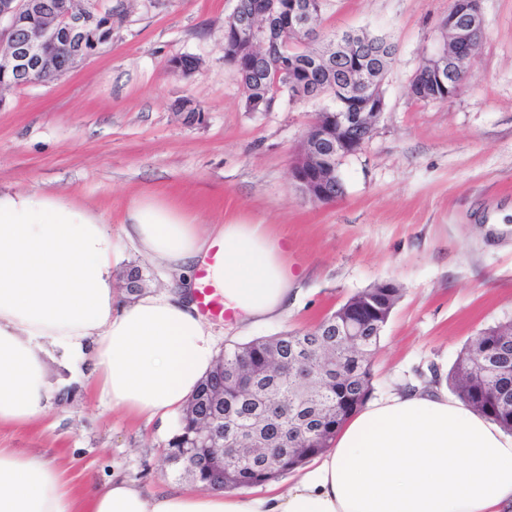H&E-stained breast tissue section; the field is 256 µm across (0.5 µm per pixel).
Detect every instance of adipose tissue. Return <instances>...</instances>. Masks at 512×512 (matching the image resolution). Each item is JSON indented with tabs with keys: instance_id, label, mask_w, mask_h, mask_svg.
<instances>
[{
	"instance_id": "1",
	"label": "adipose tissue",
	"mask_w": 512,
	"mask_h": 512,
	"mask_svg": "<svg viewBox=\"0 0 512 512\" xmlns=\"http://www.w3.org/2000/svg\"><path fill=\"white\" fill-rule=\"evenodd\" d=\"M126 240L171 274L164 290L118 304L106 217L58 196L0 189V427L41 421L59 387L92 379L100 400L164 419L183 410L215 359L195 300L206 268L244 324L281 316L288 248L259 225L202 232L185 211L133 200ZM57 364V380L47 375ZM64 470L0 448V512H82ZM93 512H512V434L447 390L420 387L366 402L287 492H145L121 473Z\"/></svg>"
}]
</instances>
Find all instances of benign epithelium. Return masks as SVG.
I'll return each instance as SVG.
<instances>
[{"instance_id": "obj_1", "label": "benign epithelium", "mask_w": 512, "mask_h": 512, "mask_svg": "<svg viewBox=\"0 0 512 512\" xmlns=\"http://www.w3.org/2000/svg\"><path fill=\"white\" fill-rule=\"evenodd\" d=\"M318 5L314 0H288L283 10L243 13L236 8L231 16L229 41L248 53L254 49L259 30L274 22L283 28L306 32L316 25ZM100 11L87 0L83 7L75 0H0V38L6 37L7 49L0 54V76L10 74L17 80L38 76L44 80L66 70L88 56V44L96 31ZM485 33L481 0H459L457 10L437 26V44L429 55L431 76L443 92L456 84L457 77L468 78L465 61L472 55ZM391 48L373 46L360 34L346 32L326 46L322 61L349 64V84L361 88L358 96L346 102V109L319 113L307 133L294 161L293 179L301 193L314 202L325 203L332 194L334 176L343 160L362 151L385 109L384 62ZM399 289L391 282H381L349 301L336 314L320 321L314 328L319 336H336L350 356L367 359L363 350L366 337L386 324L396 303ZM318 360L308 363L300 378L311 381L323 373L340 371L335 353L326 343L315 344ZM216 446L208 462L210 487L224 489L226 479L220 459L236 451L224 444L223 427L215 420L202 422L194 446L183 449L193 456L192 465L202 466L194 449Z\"/></svg>"}]
</instances>
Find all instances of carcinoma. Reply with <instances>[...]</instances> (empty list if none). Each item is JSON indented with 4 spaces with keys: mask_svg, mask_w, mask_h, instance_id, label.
Masks as SVG:
<instances>
[{
    "mask_svg": "<svg viewBox=\"0 0 512 512\" xmlns=\"http://www.w3.org/2000/svg\"><path fill=\"white\" fill-rule=\"evenodd\" d=\"M276 43L273 56L224 55L246 90L245 104L258 99L268 110L283 90L291 99L299 97L300 82L310 78L326 84L325 95L333 99L352 93L345 78L346 64L337 63L333 76H328L316 58L318 51L302 48L308 43L306 37L282 29L276 34ZM429 72L427 65H420L416 79L410 83V93L418 100H425L431 91ZM127 274L132 280L127 295L136 297L143 291L144 275L138 267L130 268ZM500 328L499 324L488 327L465 344L448 373V387L474 411L512 433V335H499ZM316 340L305 330L259 337L224 348L193 395L195 412L181 414L178 430L169 439L168 447L189 444L198 420L211 415L234 422L233 428H224V440L237 437L240 430L252 426L251 418L261 414L264 388L271 383L277 387L279 398L292 406V413L283 422H264L255 434L278 451L267 462L246 456L224 457V474L230 489L262 485L295 469L297 456L305 462L331 447L343 423L366 401L364 376L368 365L343 356L339 381H327L304 394L297 390L290 374L273 372L268 362L270 348L276 347L288 364H296ZM484 350L497 353L500 360L498 379L494 382L482 375L468 377L472 356Z\"/></svg>",
    "mask_w": 512,
    "mask_h": 512,
    "instance_id": "1",
    "label": "carcinoma"
}]
</instances>
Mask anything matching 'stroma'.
<instances>
[{"mask_svg": "<svg viewBox=\"0 0 512 512\" xmlns=\"http://www.w3.org/2000/svg\"><path fill=\"white\" fill-rule=\"evenodd\" d=\"M112 39L57 79L0 89V188L57 195L112 219L157 196L200 224L242 216L288 244V312L216 322L218 347L304 330L354 294L394 283L398 301L373 363L371 395L446 383L465 343L512 319V0H482L485 35L469 78L444 101L410 81L453 0H324L321 37L366 30L396 47L385 112L340 166L341 197L315 203L292 165L329 101L280 94L245 107L224 61L236 0H97ZM176 56L198 65L169 74ZM198 104L187 111L185 102ZM178 417L130 418L75 383L48 417L0 429V446L55 460L76 482L122 471L150 493L192 488L163 462Z\"/></svg>", "mask_w": 512, "mask_h": 512, "instance_id": "1", "label": "stroma"}]
</instances>
